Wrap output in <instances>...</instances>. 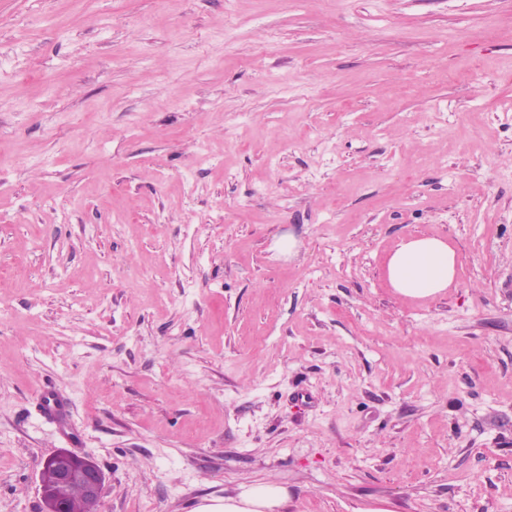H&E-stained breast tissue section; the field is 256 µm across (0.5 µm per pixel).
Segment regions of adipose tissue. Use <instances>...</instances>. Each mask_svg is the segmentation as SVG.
Here are the masks:
<instances>
[{
	"label": "adipose tissue",
	"instance_id": "ef3b65f1",
	"mask_svg": "<svg viewBox=\"0 0 512 512\" xmlns=\"http://www.w3.org/2000/svg\"><path fill=\"white\" fill-rule=\"evenodd\" d=\"M457 275V255L447 240L421 236L400 243L386 262L387 280L397 293L428 299L450 288ZM286 500L285 491L262 483L236 496L199 505L194 512H275Z\"/></svg>",
	"mask_w": 512,
	"mask_h": 512
}]
</instances>
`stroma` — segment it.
I'll return each mask as SVG.
<instances>
[{
  "label": "stroma",
  "mask_w": 512,
  "mask_h": 512,
  "mask_svg": "<svg viewBox=\"0 0 512 512\" xmlns=\"http://www.w3.org/2000/svg\"><path fill=\"white\" fill-rule=\"evenodd\" d=\"M61 448L100 512H512V0H0V512ZM457 255L448 241L436 236L409 238L400 243L386 262L388 283L412 299L442 294L456 280ZM287 499L285 491L271 483H261L237 496H224L201 504L192 512H275Z\"/></svg>",
  "instance_id": "stroma-1"
}]
</instances>
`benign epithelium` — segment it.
<instances>
[{
    "mask_svg": "<svg viewBox=\"0 0 512 512\" xmlns=\"http://www.w3.org/2000/svg\"><path fill=\"white\" fill-rule=\"evenodd\" d=\"M75 483L83 496L101 502L105 493V475L91 459L71 449H61L47 456L38 478L39 492L45 512H66L53 497L57 485Z\"/></svg>",
    "mask_w": 512,
    "mask_h": 512,
    "instance_id": "7a95c632",
    "label": "benign epithelium"
}]
</instances>
